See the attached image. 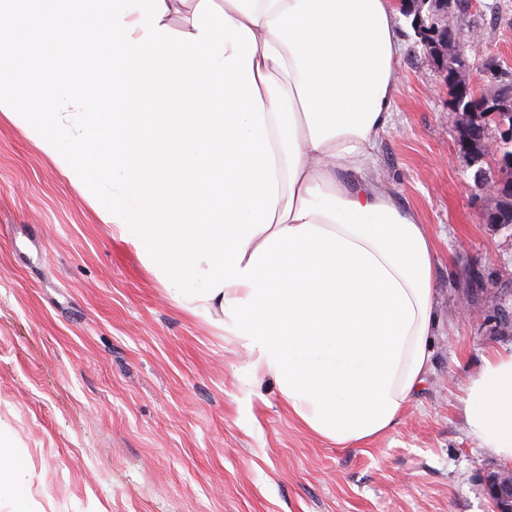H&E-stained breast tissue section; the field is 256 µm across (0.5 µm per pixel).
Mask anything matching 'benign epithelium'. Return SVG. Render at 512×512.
I'll list each match as a JSON object with an SVG mask.
<instances>
[{
  "mask_svg": "<svg viewBox=\"0 0 512 512\" xmlns=\"http://www.w3.org/2000/svg\"><path fill=\"white\" fill-rule=\"evenodd\" d=\"M406 10L416 12L415 26L421 34L422 44L437 69L444 78L450 91L448 122L456 129L458 143L473 163H488L501 169L512 159L504 160L499 152L501 142L488 134V120L499 118L501 113L508 111L512 104V94L500 98H489L478 93L477 87L470 80L469 55L480 52V40L472 35L465 38L452 23L453 4L448 0H406ZM462 93L474 94L484 100L486 111L478 116L473 112L462 110L458 106V97ZM477 182L485 187L493 199L512 201V181L508 179H491L488 171L477 168ZM486 494L495 503V512H512V480L500 474L488 477L485 487Z\"/></svg>",
  "mask_w": 512,
  "mask_h": 512,
  "instance_id": "obj_1",
  "label": "benign epithelium"
}]
</instances>
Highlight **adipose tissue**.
Listing matches in <instances>:
<instances>
[{"label": "adipose tissue", "instance_id": "obj_1", "mask_svg": "<svg viewBox=\"0 0 512 512\" xmlns=\"http://www.w3.org/2000/svg\"><path fill=\"white\" fill-rule=\"evenodd\" d=\"M397 14L396 0H0V116L178 307L246 350L250 386L273 379L341 447L393 428L435 324L426 225L388 188L339 177L388 126ZM188 58L208 109L162 149L130 63ZM463 404L512 465V350L487 353Z\"/></svg>", "mask_w": 512, "mask_h": 512}]
</instances>
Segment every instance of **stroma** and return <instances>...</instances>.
I'll return each mask as SVG.
<instances>
[{"label": "stroma", "instance_id": "stroma-1", "mask_svg": "<svg viewBox=\"0 0 512 512\" xmlns=\"http://www.w3.org/2000/svg\"><path fill=\"white\" fill-rule=\"evenodd\" d=\"M512 69V0L454 17ZM391 121L364 178L426 224L436 327L424 381L394 428L353 446L308 431L272 379L177 307L54 166L0 117V433L35 512H494L462 398L489 350L512 347V225L448 123V89L411 26Z\"/></svg>", "mask_w": 512, "mask_h": 512}]
</instances>
